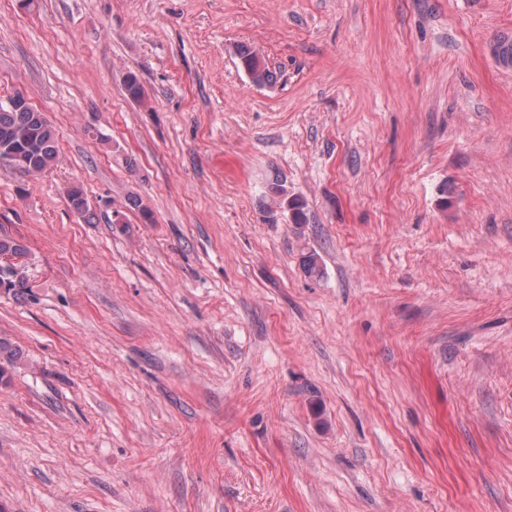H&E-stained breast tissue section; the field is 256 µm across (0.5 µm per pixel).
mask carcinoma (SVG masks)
Wrapping results in <instances>:
<instances>
[{
    "instance_id": "carcinoma-1",
    "label": "carcinoma",
    "mask_w": 512,
    "mask_h": 512,
    "mask_svg": "<svg viewBox=\"0 0 512 512\" xmlns=\"http://www.w3.org/2000/svg\"><path fill=\"white\" fill-rule=\"evenodd\" d=\"M489 54L495 63L505 69L512 68V36H499L488 43ZM240 65L252 81L264 85L272 80L270 70L260 57L247 47L238 49ZM125 95L136 103L144 102L143 84L134 71L126 73L123 80ZM11 150L17 154V170L41 176L54 165L58 155V140L55 128L43 113L32 105L18 106L9 100L0 102V151ZM272 192L279 197V205L287 207L292 223H307L306 203L298 196H288L286 189L277 185ZM66 197L78 209V215L86 224H95L98 215L95 209L84 204L86 196L82 188L71 185ZM27 247L22 240L9 234H0V259H16L25 256ZM6 291L21 298L29 290V279L25 266L16 262L8 267ZM24 353L7 338L0 337V381L9 369L22 363Z\"/></svg>"
}]
</instances>
